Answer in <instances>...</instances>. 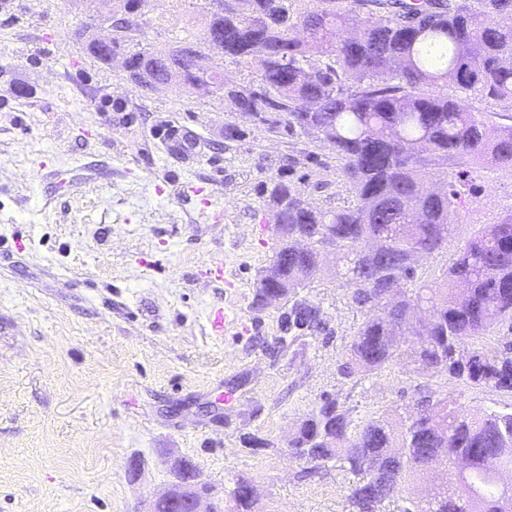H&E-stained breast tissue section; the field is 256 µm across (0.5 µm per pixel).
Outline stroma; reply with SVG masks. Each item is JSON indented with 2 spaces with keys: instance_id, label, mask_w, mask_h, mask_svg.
<instances>
[{
  "instance_id": "obj_1",
  "label": "stroma",
  "mask_w": 512,
  "mask_h": 512,
  "mask_svg": "<svg viewBox=\"0 0 512 512\" xmlns=\"http://www.w3.org/2000/svg\"><path fill=\"white\" fill-rule=\"evenodd\" d=\"M101 8L0 0V512H140L182 457L216 490L251 480L261 512H348L353 475L301 477L292 428L327 396L357 420L406 408L423 379L399 362L340 374L364 313L331 280L303 291L331 338L279 350L278 312L253 308L275 244L260 184L282 173L310 205H350L336 157L320 134H267L223 97L131 86L70 37ZM192 9L151 0L142 42L180 33ZM231 125L241 138H225ZM467 179L473 203L416 282L512 215L511 167ZM432 388L465 409L512 408L491 388ZM249 433L268 447L246 448Z\"/></svg>"
}]
</instances>
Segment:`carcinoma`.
Returning a JSON list of instances; mask_svg holds the SVG:
<instances>
[{
  "label": "carcinoma",
  "mask_w": 512,
  "mask_h": 512,
  "mask_svg": "<svg viewBox=\"0 0 512 512\" xmlns=\"http://www.w3.org/2000/svg\"><path fill=\"white\" fill-rule=\"evenodd\" d=\"M386 16H363L337 0H224L223 12L195 14L193 28L156 48L128 35L93 59L125 56L164 91L183 77L191 87L220 83L224 74L204 65L197 46L215 43L238 62L263 61L258 83L227 98L257 117L274 135L324 132L354 194L342 208L310 206L284 175L264 183L275 235H305L336 249L330 276L346 287L349 303L367 309L346 345L340 371L374 374L401 361L419 375L462 381L512 394V341L491 349L486 340L512 323V216L485 224L458 258L430 284L408 287L415 255L431 253L472 198L466 168L480 162L512 167V127L491 131L466 100L442 93L452 82L467 96L512 103V0H373ZM322 272L314 249L273 250L254 296L266 308L271 282L285 293L283 333L295 342L324 329L321 309L300 295ZM403 289L399 304L383 300ZM425 306L432 327L416 335L405 319ZM289 455L301 477L337 466L357 481L349 512H376L384 501L400 512H503L498 480L485 462L512 448V410H460L418 389L413 410L395 420L360 422L325 398L298 424ZM448 460L450 478L433 477L434 459ZM250 482L224 490L228 512H258Z\"/></svg>",
  "instance_id": "carcinoma-1"
}]
</instances>
